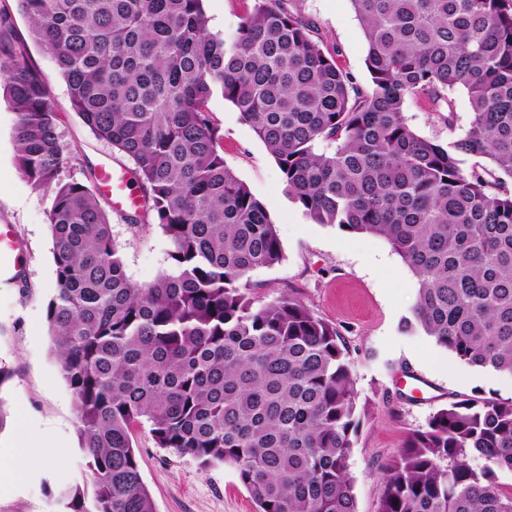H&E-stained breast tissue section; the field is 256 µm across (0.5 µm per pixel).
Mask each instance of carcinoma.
Here are the masks:
<instances>
[{"mask_svg": "<svg viewBox=\"0 0 512 512\" xmlns=\"http://www.w3.org/2000/svg\"><path fill=\"white\" fill-rule=\"evenodd\" d=\"M0 6V93L16 113L17 172L53 194L56 288L46 306L71 389L85 479L60 512H155L134 429L202 469L231 467L258 512H357L348 461L365 415L339 330L301 298L255 305L249 274L281 263L267 205L224 163L219 95L274 157L315 224L386 239L418 277L406 332L512 377V0H351L367 43L363 89L312 30L254 0L231 33L205 0H15ZM133 164L127 216L169 241L171 271L126 274L97 174L64 181L48 81ZM466 90L468 129L441 144L406 122ZM486 165L466 166L471 157ZM377 512H512V399L480 390L437 410L380 466Z\"/></svg>", "mask_w": 512, "mask_h": 512, "instance_id": "carcinoma-1", "label": "carcinoma"}]
</instances>
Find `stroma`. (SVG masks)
Here are the masks:
<instances>
[{
	"mask_svg": "<svg viewBox=\"0 0 512 512\" xmlns=\"http://www.w3.org/2000/svg\"><path fill=\"white\" fill-rule=\"evenodd\" d=\"M283 5L312 27L341 69L368 86L367 45L350 0H283ZM30 52L50 85L60 144L70 158L62 178L85 180L88 170L105 161L131 168L130 160L96 139L73 111L52 57L35 45ZM449 99L454 124H446L427 103L414 99L405 106L409 125L443 143L462 134L470 118L468 95L457 89ZM210 108L223 134L225 163L268 205L282 244L281 264L251 273L253 298L261 304L282 292L295 294L335 324L349 347L354 388L369 409L348 470L358 512H376L377 467L397 455L406 435L474 390L512 398V377L460 363L430 338L401 332L418 281L391 245L379 237L312 223L286 195L274 158L236 108L219 97L212 99ZM15 125V112L0 96V224L14 225L26 253L20 276L0 281V367L12 374L0 387L7 410L6 426L0 430V470L7 475L0 484V512H58L50 488L81 479L83 469L73 396L50 351L46 322V305L56 287L48 225L53 197L19 177ZM110 216L132 282L148 283L168 270L169 243L160 228L131 226L115 210ZM411 376L427 381L430 401L409 398ZM21 433L32 449L25 463L16 466L13 443ZM136 442L155 512H257L230 467L201 469L190 458L154 447L141 430Z\"/></svg>",
	"mask_w": 512,
	"mask_h": 512,
	"instance_id": "obj_1",
	"label": "stroma"
}]
</instances>
